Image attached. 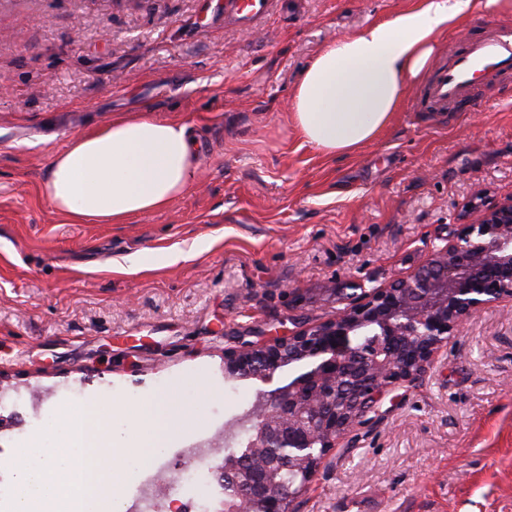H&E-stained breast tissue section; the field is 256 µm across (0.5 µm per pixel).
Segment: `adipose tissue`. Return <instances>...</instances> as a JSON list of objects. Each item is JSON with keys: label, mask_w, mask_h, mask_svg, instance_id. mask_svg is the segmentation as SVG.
Instances as JSON below:
<instances>
[{"label": "adipose tissue", "mask_w": 512, "mask_h": 512, "mask_svg": "<svg viewBox=\"0 0 512 512\" xmlns=\"http://www.w3.org/2000/svg\"><path fill=\"white\" fill-rule=\"evenodd\" d=\"M471 5L421 0L419 8L325 47L303 71L288 104L302 139L332 156L374 142L398 110L407 79L427 64L436 35ZM198 175L187 126L146 110L74 136L52 158L42 194L72 222L122 224L165 209Z\"/></svg>", "instance_id": "adipose-tissue-1"}]
</instances>
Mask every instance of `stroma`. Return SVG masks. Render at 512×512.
Segmentation results:
<instances>
[{
  "label": "stroma",
  "mask_w": 512,
  "mask_h": 512,
  "mask_svg": "<svg viewBox=\"0 0 512 512\" xmlns=\"http://www.w3.org/2000/svg\"><path fill=\"white\" fill-rule=\"evenodd\" d=\"M418 0H269L258 26L224 0H0V388L5 420L105 394L127 408L178 393L163 437L223 435L262 384L224 351L328 320L411 272L512 194V81L472 112H412L350 155L295 131L286 103L325 46ZM512 9L474 0L435 56ZM152 110L187 125L201 175L167 208L75 224L39 192L71 138ZM296 512H512V302L483 310L390 391L320 465Z\"/></svg>",
  "instance_id": "obj_1"
}]
</instances>
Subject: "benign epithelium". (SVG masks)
Segmentation results:
<instances>
[{"label": "benign epithelium", "mask_w": 512, "mask_h": 512, "mask_svg": "<svg viewBox=\"0 0 512 512\" xmlns=\"http://www.w3.org/2000/svg\"><path fill=\"white\" fill-rule=\"evenodd\" d=\"M512 300V196L489 203L448 244L410 274L365 291L336 317L224 351L229 380L267 382L289 363L308 370L285 386L258 392L245 416L250 453L224 454L212 473L222 497L211 512H292L320 464L383 397L410 380L448 345L471 316ZM285 470L300 484L285 485Z\"/></svg>", "instance_id": "1"}]
</instances>
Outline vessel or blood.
Returning <instances> with one entry per match:
<instances>
[{"instance_id": "vessel-or-blood-1", "label": "vessel or blood", "mask_w": 512, "mask_h": 512, "mask_svg": "<svg viewBox=\"0 0 512 512\" xmlns=\"http://www.w3.org/2000/svg\"><path fill=\"white\" fill-rule=\"evenodd\" d=\"M269 0H224V14L249 27L264 16ZM512 77V26L491 24L466 36L451 59L434 63L410 97L414 112H466L476 100L473 89Z\"/></svg>"}]
</instances>
